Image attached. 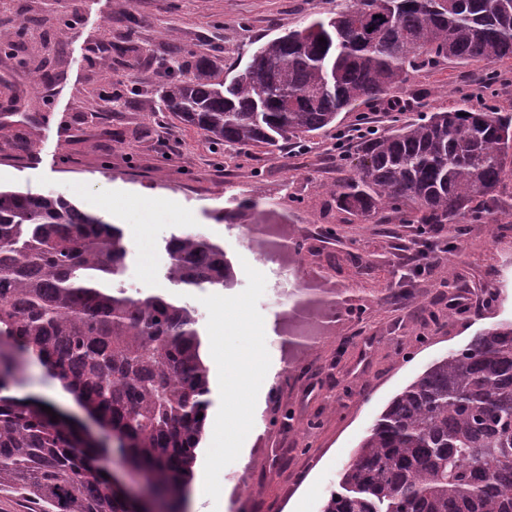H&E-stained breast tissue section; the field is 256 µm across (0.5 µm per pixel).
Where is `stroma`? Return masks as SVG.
Here are the masks:
<instances>
[{"instance_id": "stroma-1", "label": "stroma", "mask_w": 512, "mask_h": 512, "mask_svg": "<svg viewBox=\"0 0 512 512\" xmlns=\"http://www.w3.org/2000/svg\"><path fill=\"white\" fill-rule=\"evenodd\" d=\"M351 2L0 0V32L32 21L22 43L0 51V185L64 196L117 225L128 248L121 287L196 310L210 393L190 491L206 495L210 512H322L388 401L435 359L512 320L511 179L497 191L499 225H469L449 262L421 275L405 269L404 255L442 247L443 234L391 215L381 224L350 223L328 194L359 147L355 139L341 149L336 142L361 119L385 133L479 88L487 104L512 113L511 59L415 72L396 91L410 111L363 104L275 155L214 146L162 105L171 54L187 64L208 57L227 80L259 43ZM100 46L124 76L111 87L118 102L110 107L100 98ZM36 69L44 75L40 90L31 82ZM249 200L285 220L289 238L303 245L292 279L325 281L338 292L336 319L311 351L289 353L279 329L290 303L283 278L223 219ZM185 234L223 247L232 272L224 287L179 288L167 279L166 244ZM455 294L467 306L432 321L430 311L449 310ZM257 342L263 371L232 392V361ZM18 392L77 411L33 358ZM240 403L251 408L243 449L211 462L210 435Z\"/></svg>"}]
</instances>
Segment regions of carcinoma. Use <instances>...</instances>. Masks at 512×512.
<instances>
[{"instance_id":"carcinoma-1","label":"carcinoma","mask_w":512,"mask_h":512,"mask_svg":"<svg viewBox=\"0 0 512 512\" xmlns=\"http://www.w3.org/2000/svg\"><path fill=\"white\" fill-rule=\"evenodd\" d=\"M325 42H320L319 38ZM512 59V0H354L254 48L230 81L208 59L162 88L163 106L217 146L272 153L442 62ZM512 177V113L460 99L364 139L331 189L336 209L378 224L439 227L453 249ZM247 201L223 219L256 224ZM168 280L224 286V248L192 234L167 243ZM122 230L62 196L0 189V492L37 512H137L102 476L97 449L14 388L35 356L102 426L161 505L182 512L209 394L195 311L116 286ZM322 512H512V321L436 359L396 394L340 471Z\"/></svg>"}]
</instances>
